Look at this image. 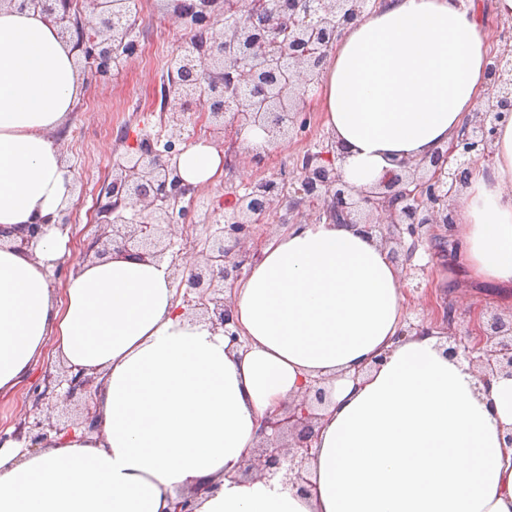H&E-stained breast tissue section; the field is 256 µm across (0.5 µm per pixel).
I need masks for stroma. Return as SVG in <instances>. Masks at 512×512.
<instances>
[{
  "label": "stroma",
  "instance_id": "35a3bbf8",
  "mask_svg": "<svg viewBox=\"0 0 512 512\" xmlns=\"http://www.w3.org/2000/svg\"><path fill=\"white\" fill-rule=\"evenodd\" d=\"M138 24L134 33L140 46L157 44L164 58L163 64L146 62L137 55L123 61L121 68L109 79L95 78L82 73V93L63 129L54 140L59 144L66 165L72 168V178L84 187L75 195L69 208L72 217L74 250L66 258L63 267L53 276L54 283H61L67 270L77 262L83 245L96 233V225L90 224L85 215V205L95 198L104 181L112 177V162L127 149L126 139L148 136L158 142H166L170 133L161 122L166 94L171 85L167 58L188 46L190 34L183 28L168 26L164 43H157L154 20L163 18V0H135ZM305 105L310 113V123L301 137L288 143L270 147L269 155L262 164H255L248 154L227 149L224 137L213 130L202 112L188 113L183 131L184 137L204 139L218 150L224 151L227 161L224 174L213 184L199 188L196 205L199 209L213 208L229 203L233 192L243 191L252 180L272 178L280 174L284 164L292 162L322 140L327 130L323 123V108L317 92H309ZM448 298L456 302L462 314L456 324L458 333H466L473 314L490 307L502 315L512 314V303L502 298L494 285L484 287L456 280L448 288Z\"/></svg>",
  "mask_w": 512,
  "mask_h": 512
}]
</instances>
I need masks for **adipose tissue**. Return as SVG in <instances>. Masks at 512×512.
<instances>
[{
  "label": "adipose tissue",
  "mask_w": 512,
  "mask_h": 512,
  "mask_svg": "<svg viewBox=\"0 0 512 512\" xmlns=\"http://www.w3.org/2000/svg\"><path fill=\"white\" fill-rule=\"evenodd\" d=\"M477 0H385L338 41L321 82L342 173L368 187L394 161L445 148L488 89ZM77 52L40 14L0 7V226L73 200L52 135L73 110ZM494 163L458 195L455 251L434 263L512 288V121ZM223 154L189 145L196 187ZM70 233L33 250L0 246V393L32 380L45 353L103 379L99 426L52 434L47 449L0 445V512H171L176 491L212 478L195 512H512V376L483 387L449 356L435 322L405 333L402 269L357 226H283L230 291L237 338L193 321L168 264L122 252L51 276ZM325 379L308 493L242 478L263 421Z\"/></svg>",
  "instance_id": "obj_1"
}]
</instances>
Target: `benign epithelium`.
I'll list each match as a JSON object with an SVG mask.
<instances>
[{
    "mask_svg": "<svg viewBox=\"0 0 512 512\" xmlns=\"http://www.w3.org/2000/svg\"><path fill=\"white\" fill-rule=\"evenodd\" d=\"M32 3L35 12L58 27L62 38L74 42L83 68L99 78L110 77L120 57L129 59L138 51L132 39L137 19L131 0H0V7L25 10ZM367 5L368 0H167L168 20L195 35L188 48L170 61V70L177 75L165 106L171 137L182 135L185 115L199 105L212 125L261 163L263 156L249 149L243 133L258 128L271 146L306 131L302 96L318 86L329 49L356 24ZM258 17L269 21L257 27ZM511 53L507 44L488 54L487 97L450 150L399 161L398 168L369 190H358L344 180L336 166L343 146L330 135L296 159V174L252 181L222 210L207 211L197 220L196 187L184 182L178 171L182 150L171 142L160 152L143 137L113 163L112 181L96 198L95 224L101 232L87 244L84 258L102 259L115 248L157 263L169 255L173 269L182 254L178 239L197 222L210 225L206 248L193 254L177 292L185 311L207 320L214 330H224L233 340L237 333L229 328L233 320L226 291L242 277L249 261L245 248L254 225L285 199L294 210L305 204L312 207L318 220L363 225L365 234L390 246L391 257L405 268V276L422 272L424 268L412 264L415 252L433 241L434 226L453 232L455 198L466 184L469 166L493 163L498 127L512 116V61L507 59ZM283 61L289 79L278 82L268 73V65ZM256 84L264 86V112L250 111V98L243 94ZM186 199L187 207L182 205ZM70 223V213L63 210L32 224L0 228V242L29 249L43 226L55 224L64 230ZM457 318L453 303L444 306L441 321L451 342L448 352L475 366L483 383L501 372L512 375V315L489 314L475 341L468 333H457ZM101 389L97 373L74 374L68 368L60 375L47 374L43 384L32 388L30 399L35 408L49 401L64 406L76 399L80 425L92 430L97 418L93 397ZM311 395L322 403L324 388H311L301 400L288 402L281 414L266 418L265 428L271 434L258 444V453L244 461L242 471L269 478L281 473L286 484L308 492L304 471L319 420L307 410ZM62 430L61 421L35 412L24 417L9 437L40 449L51 433ZM9 437L1 433L0 443ZM198 491L197 487L181 490L173 512H193Z\"/></svg>",
    "mask_w": 512,
    "mask_h": 512,
    "instance_id": "1",
    "label": "benign epithelium"
}]
</instances>
